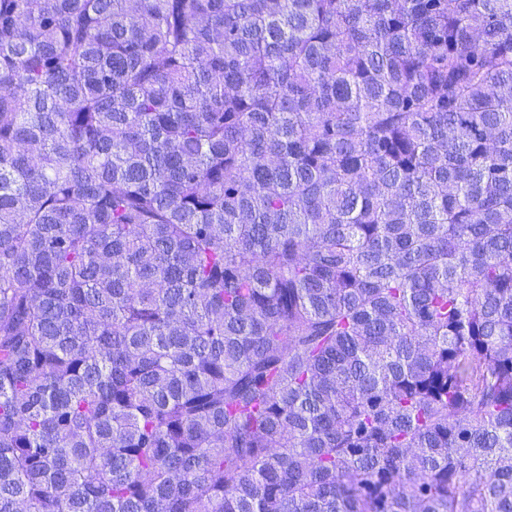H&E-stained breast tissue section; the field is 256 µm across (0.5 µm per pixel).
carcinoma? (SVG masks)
Returning <instances> with one entry per match:
<instances>
[{
	"label": "carcinoma",
	"instance_id": "carcinoma-1",
	"mask_svg": "<svg viewBox=\"0 0 512 512\" xmlns=\"http://www.w3.org/2000/svg\"><path fill=\"white\" fill-rule=\"evenodd\" d=\"M0 512H512V0H0Z\"/></svg>",
	"mask_w": 512,
	"mask_h": 512
}]
</instances>
